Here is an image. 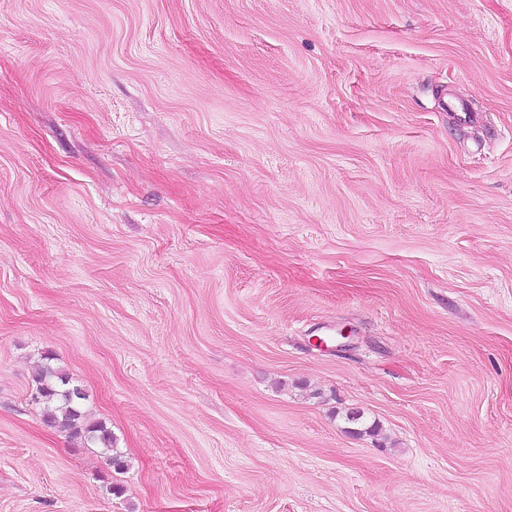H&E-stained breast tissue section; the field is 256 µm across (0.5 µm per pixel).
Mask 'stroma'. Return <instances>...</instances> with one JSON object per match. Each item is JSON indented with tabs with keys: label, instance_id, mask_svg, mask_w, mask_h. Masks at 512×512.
I'll list each match as a JSON object with an SVG mask.
<instances>
[{
	"label": "stroma",
	"instance_id": "obj_1",
	"mask_svg": "<svg viewBox=\"0 0 512 512\" xmlns=\"http://www.w3.org/2000/svg\"><path fill=\"white\" fill-rule=\"evenodd\" d=\"M0 512H512V0H0ZM43 359L46 362L38 365L32 376L36 385L32 399L41 408L44 423L70 438L97 440L113 451L112 433L102 422H89L82 411L85 399L82 389L73 385L64 370L48 362L51 358L46 356ZM76 388L80 395L75 393Z\"/></svg>",
	"mask_w": 512,
	"mask_h": 512
}]
</instances>
